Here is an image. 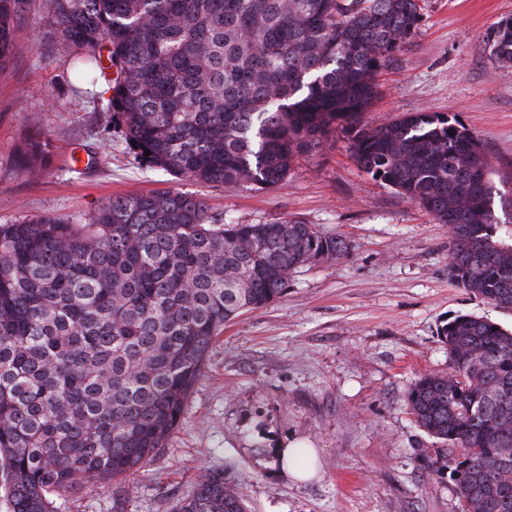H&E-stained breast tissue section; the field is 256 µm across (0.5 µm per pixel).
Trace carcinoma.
<instances>
[{
    "mask_svg": "<svg viewBox=\"0 0 512 512\" xmlns=\"http://www.w3.org/2000/svg\"><path fill=\"white\" fill-rule=\"evenodd\" d=\"M24 0H0V66ZM66 55L110 85L112 123L135 161L203 185L259 189L341 127L365 173L448 225V274L512 311V197L484 146L431 112L371 125L374 75L421 20L419 0H41ZM488 44L512 64V18ZM42 134L21 169L39 175ZM346 252L297 220L226 224L178 191L114 198L67 224H0V488L12 512H57L83 483H112L160 457L224 324L281 297L298 268ZM448 370L407 393L420 448L450 471L461 512H512V330L458 314L438 329ZM172 512H250L213 472Z\"/></svg>",
    "mask_w": 512,
    "mask_h": 512,
    "instance_id": "cac0c4a2",
    "label": "carcinoma"
}]
</instances>
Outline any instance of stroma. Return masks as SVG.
I'll list each match as a JSON object with an SVG mask.
<instances>
[{"label":"stroma","mask_w":512,"mask_h":512,"mask_svg":"<svg viewBox=\"0 0 512 512\" xmlns=\"http://www.w3.org/2000/svg\"><path fill=\"white\" fill-rule=\"evenodd\" d=\"M422 22L378 76L366 119L410 112L462 122L493 168L512 177V65L487 38L512 0H420ZM38 8L14 24L17 51L0 67V223L50 214L74 221L108 199L173 189L202 199L225 223L297 219L342 237L345 254L294 272L285 294L225 325L206 356L184 417L159 459L135 476L127 512H171L205 474L220 471L252 512H459L448 474L416 459L434 441L413 422L406 392L440 372L437 329L460 313L512 327L504 311L448 277V227L363 172L336 131L300 156L273 189H225L140 166L107 133L104 82L71 69ZM46 165L20 168L30 131ZM306 440L315 475L283 473L276 448ZM58 512H112L110 484L89 483Z\"/></svg>","instance_id":"obj_1"}]
</instances>
